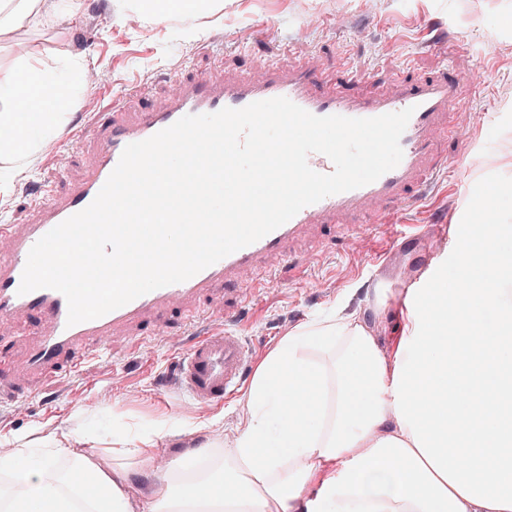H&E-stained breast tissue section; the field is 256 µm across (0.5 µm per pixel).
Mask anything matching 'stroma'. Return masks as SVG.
I'll return each mask as SVG.
<instances>
[{"label": "stroma", "mask_w": 512, "mask_h": 512, "mask_svg": "<svg viewBox=\"0 0 512 512\" xmlns=\"http://www.w3.org/2000/svg\"><path fill=\"white\" fill-rule=\"evenodd\" d=\"M79 2L77 21L61 18L40 31L0 33V66H11L25 49L52 67L62 57L77 58L96 76L78 92L56 137L16 166L7 191L0 192V223H27L39 184L65 195L87 165L89 144L81 133L98 113L121 109L136 91L146 102H161L176 94L181 80L218 66L247 73L259 59L287 65L290 47L329 69L344 52L354 67L382 81L398 71L430 75L446 66L465 76L461 105L467 118L492 112L498 122L488 131L474 124L467 139L440 145L448 155L465 151L466 159L434 176L422 200L402 213L401 223L416 226L421 240L396 243L388 233L329 237L321 253L302 255L309 270L304 282L289 281L284 271L267 282L242 328L258 362L302 323L328 312L344 320L356 316L382 352L392 355L401 297L387 296L384 315L375 316L373 280L405 282L425 264L432 275L453 276L455 249L432 258L437 226L456 233L472 196L512 184V32L500 25L501 17L512 15V0H224L214 14L164 18L136 12L131 0ZM190 29L196 32L191 39ZM59 156L65 166L56 165ZM375 254L380 260L374 265ZM162 326L163 333L145 338L135 353L124 339H114L79 374L60 370L20 385L0 380V435L13 449L40 448L53 437L67 445L73 433L99 418L131 436L159 428L157 445L171 460L205 444L227 448V435L238 434L247 413L243 396L203 407L164 383L169 362L187 350L190 338L176 315H165Z\"/></svg>", "instance_id": "stroma-1"}]
</instances>
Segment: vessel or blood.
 I'll return each instance as SVG.
<instances>
[{
    "label": "vessel or blood",
    "instance_id": "obj_1",
    "mask_svg": "<svg viewBox=\"0 0 512 512\" xmlns=\"http://www.w3.org/2000/svg\"><path fill=\"white\" fill-rule=\"evenodd\" d=\"M254 69V74L237 77L219 67L181 82L176 96L159 107L143 106L133 120L124 112L104 115L88 132L95 144L90 164L68 194L59 197L50 186L40 185L30 202L34 223L0 224V241L6 245L0 252V323L25 320L35 327L20 353L0 355V365L14 378L49 377L61 366L82 372L105 341L123 336L131 348H138L142 335L156 332L157 317L173 310L181 314L183 327H191L213 315L212 310L199 308L200 298L223 300L227 287L233 288L240 302L253 301L263 292L266 279L275 277L295 243L307 240L312 250L321 248L317 228L350 227L357 235L369 237L375 228L397 223L396 204L416 199L427 177L446 167L448 159L439 154L438 146L461 133L462 78L452 70L418 78L396 73L386 88L363 94L359 88L370 83V76L343 58L332 72L304 59L285 69L269 62L256 63ZM275 97L288 98L316 116L372 118L412 109L400 139L401 162L370 184L304 207L271 233L190 279L153 290L101 317L71 326L67 301L59 291L41 288L19 294L31 247L95 199L127 145L146 140L189 114L239 109ZM479 213V220L469 221L467 228L472 237L481 239L496 225L497 213L487 206L480 207ZM251 364L244 337L215 331L193 339L175 359L171 372L182 390L208 405L235 394Z\"/></svg>",
    "mask_w": 512,
    "mask_h": 512
}]
</instances>
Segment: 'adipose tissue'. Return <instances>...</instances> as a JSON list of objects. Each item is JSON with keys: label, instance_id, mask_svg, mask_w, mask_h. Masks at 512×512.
Wrapping results in <instances>:
<instances>
[{"label": "adipose tissue", "instance_id": "obj_1", "mask_svg": "<svg viewBox=\"0 0 512 512\" xmlns=\"http://www.w3.org/2000/svg\"><path fill=\"white\" fill-rule=\"evenodd\" d=\"M45 0H0V29L52 26ZM84 67L26 54L0 69V162L30 156L55 134ZM461 272L411 288L402 331L386 357L364 324L299 325L256 367L247 418L206 475L174 460L155 498L138 503L135 477L153 472L158 431L97 428L63 448L0 457L6 512H512V225L483 240L462 235ZM69 459L84 480L61 472Z\"/></svg>", "mask_w": 512, "mask_h": 512}]
</instances>
